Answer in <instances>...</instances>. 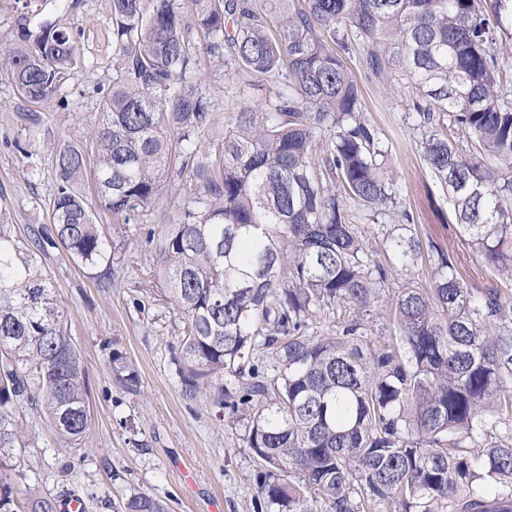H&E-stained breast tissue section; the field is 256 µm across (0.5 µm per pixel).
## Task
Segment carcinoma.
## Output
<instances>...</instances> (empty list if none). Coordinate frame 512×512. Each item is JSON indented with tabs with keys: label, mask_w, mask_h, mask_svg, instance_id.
I'll return each mask as SVG.
<instances>
[{
	"label": "carcinoma",
	"mask_w": 512,
	"mask_h": 512,
	"mask_svg": "<svg viewBox=\"0 0 512 512\" xmlns=\"http://www.w3.org/2000/svg\"><path fill=\"white\" fill-rule=\"evenodd\" d=\"M511 1L112 0L115 77L89 142L56 156L53 228L25 244L0 227V512H66L73 499L32 493L20 413H43L75 452L89 428L85 369L38 252L112 264L84 177L127 220L170 190L176 162L194 192L159 245L184 319L174 364L183 395L246 422L260 507L512 512V296L471 286L454 253L419 237L344 56L356 45L409 83L423 160L468 245L512 281V101L490 49ZM202 57L234 88L221 139L206 138L217 116ZM78 59L55 24L0 54L32 102L58 96ZM386 213L391 255L411 267L432 251L437 266L430 287L385 300L388 269L356 220ZM383 312L390 340L373 336ZM328 313L336 332L308 334ZM112 372L137 392L118 352ZM124 508L168 512L143 493Z\"/></svg>",
	"instance_id": "obj_1"
}]
</instances>
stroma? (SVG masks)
<instances>
[{
  "label": "stroma",
  "instance_id": "1",
  "mask_svg": "<svg viewBox=\"0 0 512 512\" xmlns=\"http://www.w3.org/2000/svg\"><path fill=\"white\" fill-rule=\"evenodd\" d=\"M38 20L59 22L75 32L83 62L71 74L62 97L24 101L7 70L0 69V219L22 242L52 226L56 194L55 159L60 147L85 144L99 103L112 84L113 60L99 38L112 22L111 0H32ZM205 92L218 117L209 135L234 127L221 68L202 60ZM352 71L367 116L388 147L387 164L401 186V200L422 239L452 249L463 276L476 287L500 284L468 247L448 193L423 160L412 126L413 97L403 80L373 73L361 55ZM173 193L130 220L99 208L92 179L84 193L100 232L114 247L111 267L89 270L66 250L39 255L52 281L68 336L86 371L90 427L77 455L55 439L49 424L29 411L23 420L36 440L24 462L40 476L35 489L78 491L87 512H120L125 499L143 492L160 498L169 512H261L257 503L259 465L246 448L243 423H230L223 410L183 396L173 364L182 336V316L167 304L158 276L157 244L165 225L176 222L189 184L172 175ZM389 218L364 220L370 248L389 267L387 291L428 287L432 262L401 267L383 247ZM121 352L138 372L137 393H128L110 366Z\"/></svg>",
  "mask_w": 512,
  "mask_h": 512
}]
</instances>
